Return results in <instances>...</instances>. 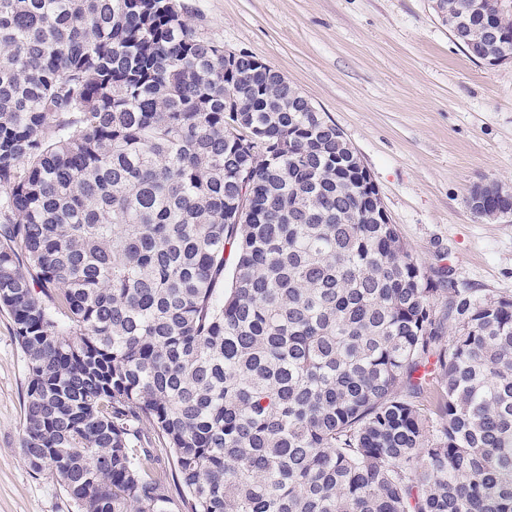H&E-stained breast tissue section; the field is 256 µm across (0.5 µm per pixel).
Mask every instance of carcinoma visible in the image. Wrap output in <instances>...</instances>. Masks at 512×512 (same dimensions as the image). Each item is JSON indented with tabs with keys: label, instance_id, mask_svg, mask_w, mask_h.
<instances>
[{
	"label": "carcinoma",
	"instance_id": "1",
	"mask_svg": "<svg viewBox=\"0 0 512 512\" xmlns=\"http://www.w3.org/2000/svg\"><path fill=\"white\" fill-rule=\"evenodd\" d=\"M446 2L476 60L512 56L499 0ZM348 146L175 0H0L21 448L80 512H512V297L373 222Z\"/></svg>",
	"mask_w": 512,
	"mask_h": 512
}]
</instances>
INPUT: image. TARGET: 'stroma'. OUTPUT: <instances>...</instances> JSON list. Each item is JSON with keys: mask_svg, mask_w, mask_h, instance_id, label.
Here are the masks:
<instances>
[{"mask_svg": "<svg viewBox=\"0 0 512 512\" xmlns=\"http://www.w3.org/2000/svg\"><path fill=\"white\" fill-rule=\"evenodd\" d=\"M199 36L284 74L343 131L391 223L426 267L483 301L512 296V221L477 217L473 186L512 185V59L452 39L432 0H179ZM0 309V512H79L21 451L27 374Z\"/></svg>", "mask_w": 512, "mask_h": 512, "instance_id": "1", "label": "stroma"}]
</instances>
